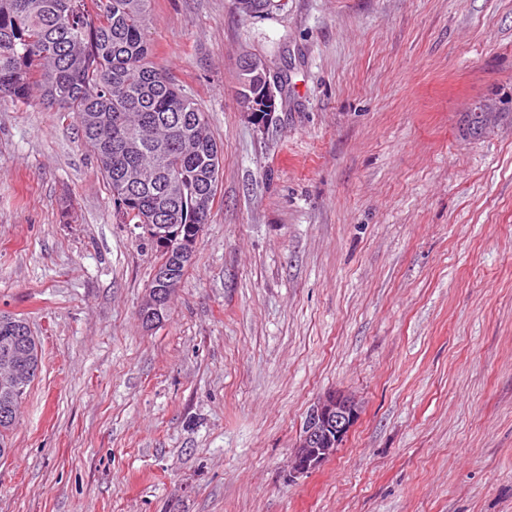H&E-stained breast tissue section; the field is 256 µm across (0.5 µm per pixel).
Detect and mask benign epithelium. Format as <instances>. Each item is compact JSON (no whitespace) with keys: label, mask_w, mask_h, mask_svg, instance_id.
I'll use <instances>...</instances> for the list:
<instances>
[{"label":"benign epithelium","mask_w":512,"mask_h":512,"mask_svg":"<svg viewBox=\"0 0 512 512\" xmlns=\"http://www.w3.org/2000/svg\"><path fill=\"white\" fill-rule=\"evenodd\" d=\"M245 69L262 78L265 92L256 99L241 100L243 111L249 113L259 128L273 120L276 110V76L270 72L262 59L246 57ZM494 102H483L475 107L485 127L493 126L498 117ZM147 239L156 247L175 251L182 261H192L203 225L188 227L184 224H142ZM174 281L172 266L165 260L157 263L153 284L138 310L141 323L150 328L163 319L168 297L166 292ZM39 373L34 352L13 354L0 363V374L5 382L20 387ZM359 407L351 395L342 391L324 394L309 409L291 456L290 477L296 479L312 473L332 458L357 423Z\"/></svg>","instance_id":"obj_1"}]
</instances>
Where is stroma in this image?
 <instances>
[{"label":"stroma","mask_w":512,"mask_h":512,"mask_svg":"<svg viewBox=\"0 0 512 512\" xmlns=\"http://www.w3.org/2000/svg\"><path fill=\"white\" fill-rule=\"evenodd\" d=\"M148 35L224 146L152 328L75 121L0 106V312L43 349L0 512H512V0H152ZM247 55L288 75L263 129ZM333 390L359 421L290 478Z\"/></svg>","instance_id":"35a3bbf8"}]
</instances>
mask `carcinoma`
Returning a JSON list of instances; mask_svg holds the SVG:
<instances>
[{"label":"carcinoma","instance_id":"carcinoma-1","mask_svg":"<svg viewBox=\"0 0 512 512\" xmlns=\"http://www.w3.org/2000/svg\"><path fill=\"white\" fill-rule=\"evenodd\" d=\"M151 0H0V104L38 103L76 120L112 193L119 224H206L198 196L218 189L223 147L206 113L155 60ZM240 96L262 92L238 74ZM182 187L176 200L168 185ZM27 323L0 322V354L23 352ZM27 390L0 389V416L17 423Z\"/></svg>","mask_w":512,"mask_h":512}]
</instances>
